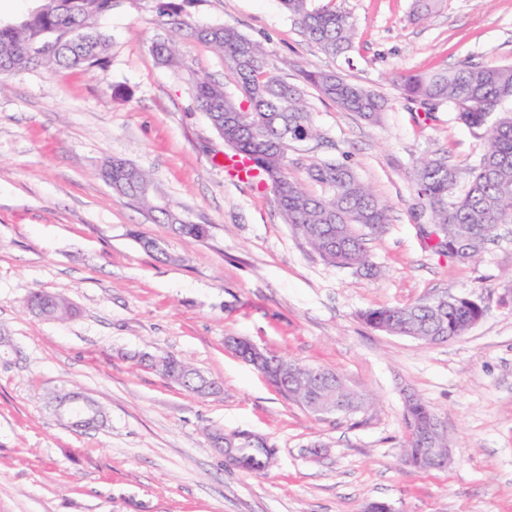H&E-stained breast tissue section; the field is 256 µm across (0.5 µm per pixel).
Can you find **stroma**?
<instances>
[{"label": "stroma", "instance_id": "stroma-1", "mask_svg": "<svg viewBox=\"0 0 512 512\" xmlns=\"http://www.w3.org/2000/svg\"><path fill=\"white\" fill-rule=\"evenodd\" d=\"M413 0H309L355 22L348 51L323 52L280 0H196L187 18L263 42L268 68L292 84L331 70L385 98L381 122L307 89L320 139L293 145L288 172L344 161L389 210L368 242L380 272L325 263L283 220L269 186L224 169V141L192 96L193 76L235 90L208 45L184 41V66L160 65V0H116L100 21L108 66L0 77V512H512V224L480 259L431 249L409 174L424 155L468 169L478 130L447 109L401 98L398 72L464 60L512 64V0H440L424 20ZM121 158L149 171L166 200L209 234H175L102 179ZM163 246L168 260L141 238ZM33 291L65 295L66 321L23 307ZM443 295L484 308L465 336L426 344L366 325L365 310ZM239 336L338 372L375 403L315 416L286 400L224 347ZM190 361L217 391L199 398L150 369L141 353ZM73 387L105 421L60 420L46 394ZM425 399L448 430L447 465L417 471L403 390ZM250 430L275 455L252 474L225 462L209 429ZM324 446L322 455L310 451Z\"/></svg>", "mask_w": 512, "mask_h": 512}]
</instances>
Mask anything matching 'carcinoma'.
I'll return each mask as SVG.
<instances>
[{"label":"carcinoma","instance_id":"cac0c4a2","mask_svg":"<svg viewBox=\"0 0 512 512\" xmlns=\"http://www.w3.org/2000/svg\"><path fill=\"white\" fill-rule=\"evenodd\" d=\"M167 0L159 11V25L169 35L152 43L160 64L178 68L181 59L177 40L199 41L222 56L234 74L237 92L208 78L193 81L194 100L211 126L224 139L233 155L248 161L249 170L270 183L277 208L328 264L375 274L368 238L381 233L389 221L387 208L352 166L321 160L307 169L308 179L320 193L308 192L288 172L291 141L319 136L304 92L268 71L266 46L233 27H198L185 18V7ZM303 35L324 52L336 56L351 45L355 24L341 10H311L308 0H281ZM113 0H41V5L22 19L0 24V68L37 71L56 67L106 68L109 39L98 27L110 13ZM304 81L319 95L341 109L378 122L385 100L378 94L350 83L333 71L306 72ZM394 82L408 101L433 108L444 106L468 127L483 131L484 148L468 171L465 190L458 191L460 170L444 156L420 158L411 175L412 190L434 237L431 249L460 262L477 259L502 224L512 223V65H486L463 61L446 71L424 74L400 73ZM104 181L132 204L170 224L182 236L204 238V224H189L163 201L151 176L136 165L112 160L102 170ZM26 309L38 316L64 321L73 307L61 294L33 292ZM479 312L450 296L444 304L428 300L406 306H390L364 312L362 318L375 328L402 336H449L455 340L470 329ZM272 369L284 367L277 388L289 399L315 412L308 383L322 374L319 397L329 404L352 403L363 408L369 398L349 389L331 369L311 367L283 356L272 355ZM138 363L174 381L201 398L216 389L191 363L172 356L157 358L148 353ZM435 416L432 408L417 400L405 407L408 423ZM237 465L250 472L263 470L274 455L267 439L254 435L239 444Z\"/></svg>","mask_w":512,"mask_h":512}]
</instances>
